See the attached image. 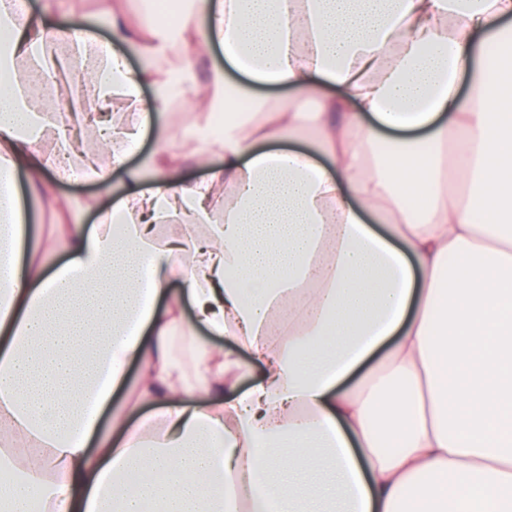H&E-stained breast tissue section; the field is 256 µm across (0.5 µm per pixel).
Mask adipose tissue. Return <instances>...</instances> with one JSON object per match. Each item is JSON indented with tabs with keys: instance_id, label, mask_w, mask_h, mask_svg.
Masks as SVG:
<instances>
[{
	"instance_id": "adipose-tissue-1",
	"label": "adipose tissue",
	"mask_w": 512,
	"mask_h": 512,
	"mask_svg": "<svg viewBox=\"0 0 512 512\" xmlns=\"http://www.w3.org/2000/svg\"><path fill=\"white\" fill-rule=\"evenodd\" d=\"M105 22L139 68H85L83 19L0 0V512H512V0H184L168 24ZM192 47L224 54L202 84ZM231 68L289 95L217 122L248 94ZM79 81L122 112L99 131L110 164L70 161ZM178 98L202 113L186 158L151 123ZM66 179L109 204L59 196ZM241 346L263 368L243 392ZM125 387L156 424L113 412Z\"/></svg>"
}]
</instances>
